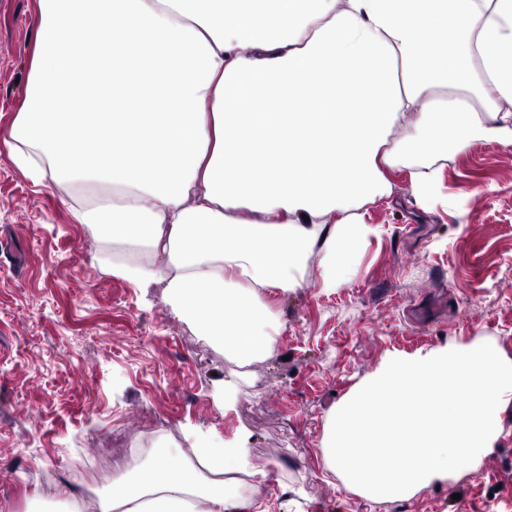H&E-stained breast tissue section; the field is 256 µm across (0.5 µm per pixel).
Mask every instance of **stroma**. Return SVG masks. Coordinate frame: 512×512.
Segmentation results:
<instances>
[{
  "instance_id": "35a3bbf8",
  "label": "stroma",
  "mask_w": 512,
  "mask_h": 512,
  "mask_svg": "<svg viewBox=\"0 0 512 512\" xmlns=\"http://www.w3.org/2000/svg\"><path fill=\"white\" fill-rule=\"evenodd\" d=\"M34 14L35 0H0V506L111 492L112 476L75 455L118 435L136 465L160 441L220 446L243 430L252 458L272 465L269 512H512V407L480 466L406 500L348 490L321 450L327 413L388 353L481 341L512 359V148L479 140L443 162L427 213L408 169L388 170L393 192L366 207L356 275L321 288L313 255L307 287L271 297L278 352L248 367L227 411L215 396L236 364L173 314L163 286L136 287L98 263L85 226L10 161ZM44 471L57 473L52 486Z\"/></svg>"
}]
</instances>
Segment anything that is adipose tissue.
<instances>
[{
    "label": "adipose tissue",
    "mask_w": 512,
    "mask_h": 512,
    "mask_svg": "<svg viewBox=\"0 0 512 512\" xmlns=\"http://www.w3.org/2000/svg\"><path fill=\"white\" fill-rule=\"evenodd\" d=\"M11 163L56 187L113 275L245 367L273 356L271 293L354 276L363 209L478 140L512 146V0H36ZM97 38L84 53L72 44ZM268 465L158 443L144 474L63 512H264Z\"/></svg>",
    "instance_id": "1"
}]
</instances>
